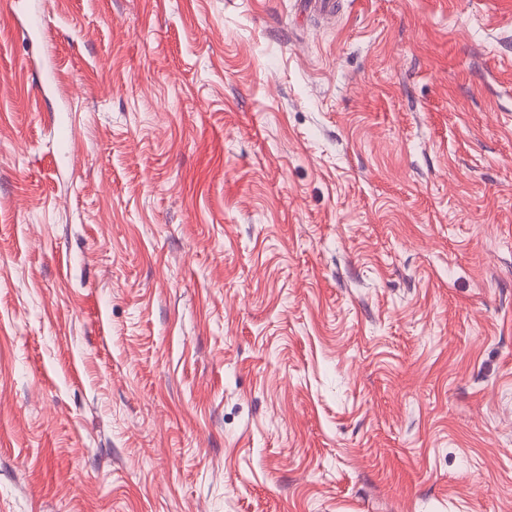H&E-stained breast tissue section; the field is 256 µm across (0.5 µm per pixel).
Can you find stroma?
Wrapping results in <instances>:
<instances>
[{
    "label": "stroma",
    "mask_w": 512,
    "mask_h": 512,
    "mask_svg": "<svg viewBox=\"0 0 512 512\" xmlns=\"http://www.w3.org/2000/svg\"><path fill=\"white\" fill-rule=\"evenodd\" d=\"M333 2L0 11V512H512V0Z\"/></svg>",
    "instance_id": "obj_1"
}]
</instances>
